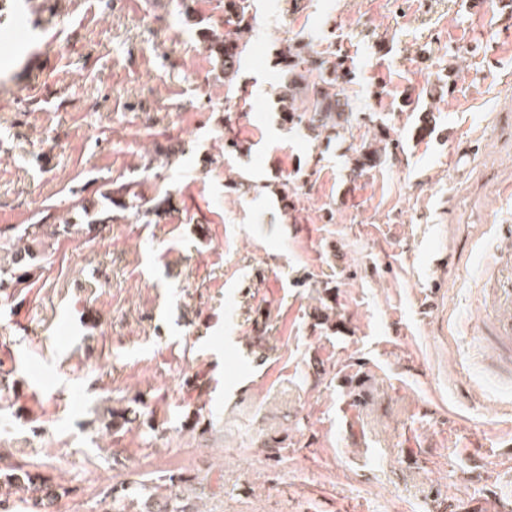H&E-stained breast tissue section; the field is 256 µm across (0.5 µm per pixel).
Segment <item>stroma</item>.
Listing matches in <instances>:
<instances>
[{"instance_id":"35a3bbf8","label":"stroma","mask_w":512,"mask_h":512,"mask_svg":"<svg viewBox=\"0 0 512 512\" xmlns=\"http://www.w3.org/2000/svg\"><path fill=\"white\" fill-rule=\"evenodd\" d=\"M267 2L228 151L224 0H0V227H44L0 297V452L59 512L164 474L199 512H512L477 294L512 249V0ZM286 39L345 55L335 133L281 126ZM115 181L168 212L64 232Z\"/></svg>"}]
</instances>
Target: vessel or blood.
I'll return each mask as SVG.
<instances>
[{
    "instance_id": "obj_1",
    "label": "vessel or blood",
    "mask_w": 512,
    "mask_h": 512,
    "mask_svg": "<svg viewBox=\"0 0 512 512\" xmlns=\"http://www.w3.org/2000/svg\"><path fill=\"white\" fill-rule=\"evenodd\" d=\"M486 320L480 339L489 349L483 364L488 372L512 380V254L501 253L488 265L482 280Z\"/></svg>"
}]
</instances>
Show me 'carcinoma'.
<instances>
[{
	"mask_svg": "<svg viewBox=\"0 0 512 512\" xmlns=\"http://www.w3.org/2000/svg\"><path fill=\"white\" fill-rule=\"evenodd\" d=\"M253 21L252 0H224L222 17L202 31L205 48L224 74L227 93L241 99L245 98V89L240 82L238 58L245 46L244 35L251 31ZM277 65L291 76L288 92L281 97L280 108L288 124L311 131L336 124V119L345 112L336 87L350 75L346 57L339 54L330 61L322 53L288 40L278 54ZM299 82L304 84L309 102L304 107L294 105V90ZM103 197L120 210L134 211L137 217L150 214L158 217L169 204L166 197L150 201L142 199L131 182L110 183ZM39 230L38 224L0 228V240L11 244L10 261L0 262V295L30 277L31 260L35 258L31 243L38 239ZM166 481L173 485L176 478L166 476L150 485L138 480L112 485L107 493L111 501L106 512H130L138 502L143 504L145 512H198L177 493L158 497V490ZM157 497L160 498L158 502L155 501ZM57 498V486L48 483L31 464L24 462L0 467V512H13L18 502L24 503L32 512H46Z\"/></svg>",
	"mask_w": 512,
	"mask_h": 512,
	"instance_id": "cac0c4a2",
	"label": "carcinoma"
}]
</instances>
